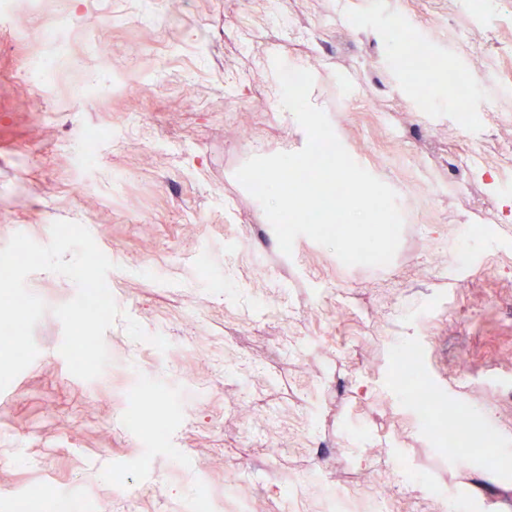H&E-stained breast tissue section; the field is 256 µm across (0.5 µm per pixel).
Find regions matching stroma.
Here are the masks:
<instances>
[{"mask_svg": "<svg viewBox=\"0 0 512 512\" xmlns=\"http://www.w3.org/2000/svg\"><path fill=\"white\" fill-rule=\"evenodd\" d=\"M60 13L82 27L63 44L48 36ZM394 17L420 53L375 37ZM506 17L512 0L480 18L461 0H46L0 25V248L83 225L114 264L118 307L169 343L134 341L116 321L107 368L77 378L52 312L77 287L31 274L50 311L38 356L0 392V500L69 488L102 512H191L201 493L219 512L255 496L270 512H448L457 499L512 512ZM36 54L60 69L42 112L20 90ZM277 57L310 69V101L348 153L407 199L390 264L345 265L304 235L283 254L236 179L254 144H306L280 106ZM448 67L471 70L468 94ZM90 126L108 135L88 159ZM471 148L475 164H460ZM467 242L471 268H452ZM413 347L428 382L464 406L460 426H493L507 447H435L399 378L397 353ZM142 379L173 405L169 447H149L152 416L120 423ZM384 467L405 494H380Z\"/></svg>", "mask_w": 512, "mask_h": 512, "instance_id": "1", "label": "stroma"}]
</instances>
